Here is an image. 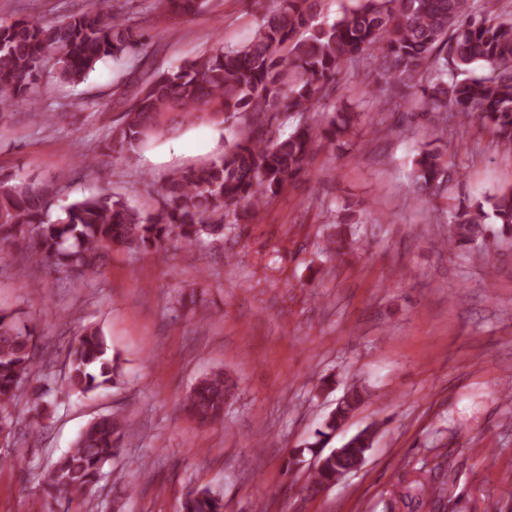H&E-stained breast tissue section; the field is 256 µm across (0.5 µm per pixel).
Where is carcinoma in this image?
I'll list each match as a JSON object with an SVG mask.
<instances>
[{"label": "carcinoma", "instance_id": "obj_1", "mask_svg": "<svg viewBox=\"0 0 512 512\" xmlns=\"http://www.w3.org/2000/svg\"><path fill=\"white\" fill-rule=\"evenodd\" d=\"M109 0H91L76 13L54 21L20 16L0 22V118L25 106L43 116L45 75L76 86L102 62L138 56L144 35L132 16L112 12ZM183 17L202 12L209 0H163ZM240 47L218 45L160 72L141 58L144 80L120 124L103 137V149L131 154L162 134L167 116L183 122L207 120L238 128L224 154L209 162L171 171L161 185L159 207L144 212L113 194L76 199L52 216L67 175L34 184L18 173L0 174V270L13 267L17 252L48 273L87 281L112 246L162 252L174 244L184 251L206 238H222L232 227L257 219L297 178L310 171L313 155L325 144L342 150L361 136L369 114L330 104L338 87L360 69L374 73L397 100L420 104L419 111L381 113L376 131L406 125L424 141L412 158L411 199L437 197L457 171L441 147L452 124L486 130L498 146L512 150V12L495 13L481 0H358L336 19L318 20L320 0H277ZM393 123H387V120ZM337 215L327 249L337 257L353 250ZM497 224L494 229L491 224ZM512 237V186L492 196L467 200L450 211L448 249H475L496 260L491 240ZM39 323L19 310L0 308V436L14 439V412L24 405L47 410L53 392L51 360L38 346ZM68 391L86 395L108 389L123 376L102 331L85 325L65 356ZM235 385L221 370L200 377L182 408L202 425L224 419ZM363 403V390L348 388L336 408L314 431L313 441L292 453L323 465L308 473L303 490L312 495L334 484L344 469L373 446L364 429L344 444V462L323 453L328 439ZM126 420L100 414L60 455L42 484L49 508L69 512L88 497L108 463L119 460ZM221 494L193 486L179 512H223Z\"/></svg>", "mask_w": 512, "mask_h": 512}]
</instances>
